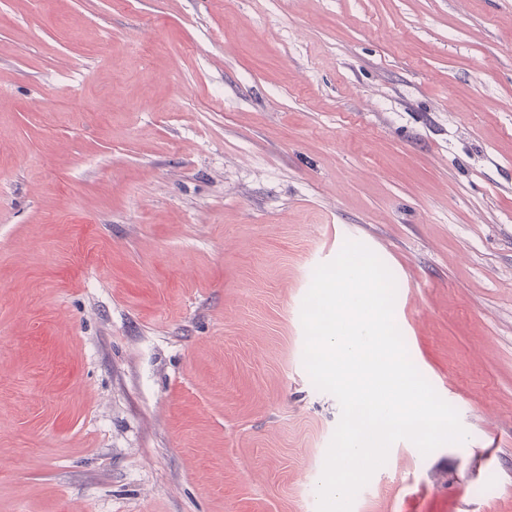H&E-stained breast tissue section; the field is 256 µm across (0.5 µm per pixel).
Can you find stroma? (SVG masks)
Returning a JSON list of instances; mask_svg holds the SVG:
<instances>
[{
    "instance_id": "35a3bbf8",
    "label": "stroma",
    "mask_w": 512,
    "mask_h": 512,
    "mask_svg": "<svg viewBox=\"0 0 512 512\" xmlns=\"http://www.w3.org/2000/svg\"><path fill=\"white\" fill-rule=\"evenodd\" d=\"M348 240L468 434L352 512H512V0H0V512H317Z\"/></svg>"
}]
</instances>
